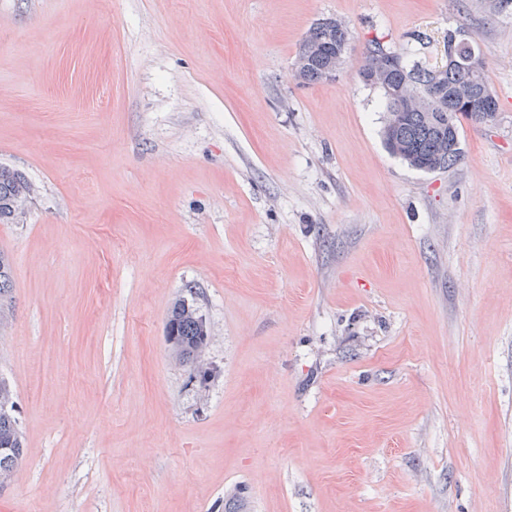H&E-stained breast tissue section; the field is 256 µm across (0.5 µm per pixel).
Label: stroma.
<instances>
[{"mask_svg": "<svg viewBox=\"0 0 512 512\" xmlns=\"http://www.w3.org/2000/svg\"><path fill=\"white\" fill-rule=\"evenodd\" d=\"M327 17L344 64L300 84ZM452 32L498 114L419 171L359 72ZM0 165L34 188L0 224V512H512V6L0 0ZM178 298L208 380L164 341ZM350 35L349 26L338 19L327 18L312 24L300 45L298 62L302 66L295 72V79L304 85L330 79L329 66L337 56H344ZM341 61H336L331 74H336ZM11 389L0 380V485L7 483L23 456V442L17 418L12 413ZM5 407V408H4Z\"/></svg>", "mask_w": 512, "mask_h": 512, "instance_id": "stroma-1", "label": "stroma"}]
</instances>
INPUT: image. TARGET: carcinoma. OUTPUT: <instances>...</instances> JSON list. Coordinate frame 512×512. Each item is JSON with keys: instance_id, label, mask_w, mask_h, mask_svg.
I'll list each match as a JSON object with an SVG mask.
<instances>
[{"instance_id": "obj_1", "label": "carcinoma", "mask_w": 512, "mask_h": 512, "mask_svg": "<svg viewBox=\"0 0 512 512\" xmlns=\"http://www.w3.org/2000/svg\"><path fill=\"white\" fill-rule=\"evenodd\" d=\"M349 26L334 18H327L311 25L300 45L295 79L304 85L330 79L329 66L336 57L345 53L350 40ZM387 51L394 63L387 74L390 87L409 85L422 92H432L435 101L430 112L416 111L403 106L397 123L386 120L384 140L390 152L411 167L424 171L438 163L447 168L458 162L454 153L448 152L459 139L460 119L483 124L493 115L478 106H468L458 99V89L468 86L477 95L490 91L485 71L473 73L458 66L441 73L435 68L419 65L408 66L404 53L392 50L379 41L371 42L366 53ZM32 191L31 183L20 172L0 166V224H17L22 212L19 203ZM11 293L10 266L0 254V325L5 321V309ZM168 348L182 364L202 371V356L210 339V329L197 309L184 300L171 307L167 321ZM23 456V442L17 418L13 414L11 389L0 380V484L6 483Z\"/></svg>"}]
</instances>
